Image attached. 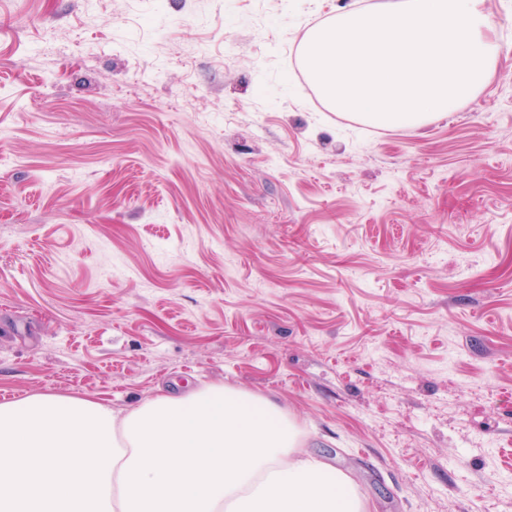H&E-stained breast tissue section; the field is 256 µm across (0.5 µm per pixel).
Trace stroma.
I'll return each instance as SVG.
<instances>
[{"mask_svg": "<svg viewBox=\"0 0 512 512\" xmlns=\"http://www.w3.org/2000/svg\"><path fill=\"white\" fill-rule=\"evenodd\" d=\"M382 0H0V402L272 397L371 512H512V0L471 101L332 112Z\"/></svg>", "mask_w": 512, "mask_h": 512, "instance_id": "35a3bbf8", "label": "stroma"}]
</instances>
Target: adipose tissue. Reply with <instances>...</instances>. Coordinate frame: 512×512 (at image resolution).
Masks as SVG:
<instances>
[{
    "label": "adipose tissue",
    "mask_w": 512,
    "mask_h": 512,
    "mask_svg": "<svg viewBox=\"0 0 512 512\" xmlns=\"http://www.w3.org/2000/svg\"><path fill=\"white\" fill-rule=\"evenodd\" d=\"M272 398L224 385L130 409L78 392L0 403V512H367Z\"/></svg>",
    "instance_id": "obj_1"
}]
</instances>
